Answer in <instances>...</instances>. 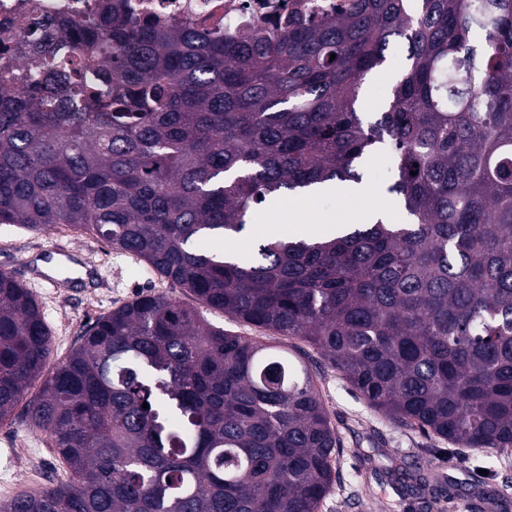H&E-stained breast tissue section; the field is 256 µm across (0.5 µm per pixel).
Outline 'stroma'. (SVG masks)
I'll list each match as a JSON object with an SVG mask.
<instances>
[{
	"label": "stroma",
	"mask_w": 512,
	"mask_h": 512,
	"mask_svg": "<svg viewBox=\"0 0 512 512\" xmlns=\"http://www.w3.org/2000/svg\"><path fill=\"white\" fill-rule=\"evenodd\" d=\"M403 64V56L392 53L383 67L368 75L360 93L363 111L384 110L392 81ZM391 168L392 161L384 153L369 163L363 185L370 190V198L356 200L335 190L304 202L305 234L331 235L329 219L355 209L364 211L390 205L386 187ZM293 205V200L285 197L262 204L252 216L254 232L265 237L286 236L293 221ZM55 247L76 252L80 263L93 269L95 276L90 282L74 280L62 268L56 277L63 280V287L46 282L34 284L52 333L51 363H58L68 354L87 325L137 295L164 293L189 305L195 302L191 294L161 279L143 262L114 250L101 237L77 232L63 224L39 234L1 229L0 269L28 280L30 260ZM207 318L235 334L291 348L308 362L331 422L343 441L340 482L325 499L321 512H489L483 500L474 496L451 502L436 496L428 498L424 507L411 505L398 485L378 480L384 468L402 461L432 463L439 474L454 477L458 488L482 483L499 495L496 512H512V466L490 469L489 452L460 450L445 440L398 427L382 412L369 408L336 369L299 339L274 335L219 311L208 312ZM33 461L43 474V487L67 480L65 464L47 447L43 435L19 418L13 424L0 426V501L29 490L27 469Z\"/></svg>",
	"instance_id": "obj_1"
}]
</instances>
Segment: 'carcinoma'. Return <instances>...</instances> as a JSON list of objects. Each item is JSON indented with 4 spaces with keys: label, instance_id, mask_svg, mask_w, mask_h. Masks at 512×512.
Listing matches in <instances>:
<instances>
[{
    "label": "carcinoma",
    "instance_id": "carcinoma-1",
    "mask_svg": "<svg viewBox=\"0 0 512 512\" xmlns=\"http://www.w3.org/2000/svg\"><path fill=\"white\" fill-rule=\"evenodd\" d=\"M21 24V51L0 29V226L95 233L198 306L139 295L45 376V313L0 273V426L24 404L69 471L0 512H319L340 439L310 367L204 308L302 339L402 428L512 450V0H353L241 42L127 0ZM383 151L403 221L201 246L269 199L360 183ZM396 472L431 490L429 465ZM404 57L399 53L388 55L387 62L374 70L362 85L360 98L363 112H382L386 107L391 93V84L398 72L403 68Z\"/></svg>",
    "mask_w": 512,
    "mask_h": 512
}]
</instances>
